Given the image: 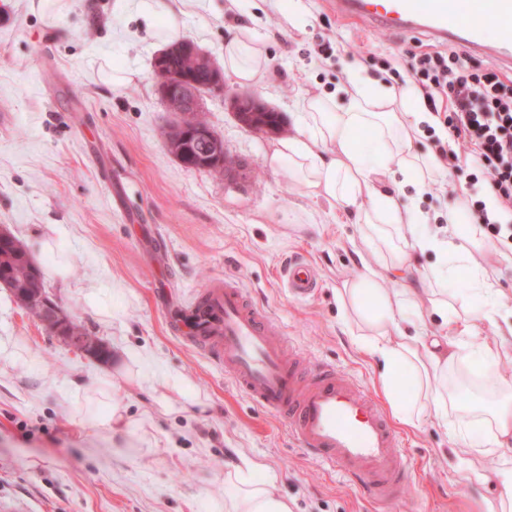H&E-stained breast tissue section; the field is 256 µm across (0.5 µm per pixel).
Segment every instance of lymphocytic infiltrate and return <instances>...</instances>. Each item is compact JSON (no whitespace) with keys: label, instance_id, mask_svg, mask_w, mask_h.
<instances>
[{"label":"lymphocytic infiltrate","instance_id":"lymphocytic-infiltrate-1","mask_svg":"<svg viewBox=\"0 0 512 512\" xmlns=\"http://www.w3.org/2000/svg\"><path fill=\"white\" fill-rule=\"evenodd\" d=\"M425 105L444 117L448 141L438 152L453 170L468 168V177L482 184L496 203L472 198L470 214L500 249L512 246V77L498 69L472 65L459 49H432L410 55L401 64Z\"/></svg>","mask_w":512,"mask_h":512}]
</instances>
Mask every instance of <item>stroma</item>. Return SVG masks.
I'll list each match as a JSON object with an SVG mask.
<instances>
[{"label": "stroma", "instance_id": "1", "mask_svg": "<svg viewBox=\"0 0 512 512\" xmlns=\"http://www.w3.org/2000/svg\"><path fill=\"white\" fill-rule=\"evenodd\" d=\"M9 4L0 18V227L107 355L68 345L0 285V502L22 500L26 512H224L232 493L224 476L249 459L294 512H485L512 451L486 457L475 474L436 423L399 426L407 483L400 500L372 502L176 338L157 301L167 291L189 304L212 280L231 277L309 362L346 370L387 405L381 362L356 342L337 300L363 271L351 246L354 216L313 195L287 166L271 167L278 135L239 125L220 95L205 96L203 113L244 173L184 167L163 134L177 116L157 94L152 61L171 27L219 64L228 31L254 29L267 60L257 94L291 134L302 97L334 92L354 65L400 87L390 72L396 58L437 40L342 20L328 0H170L156 17L125 0H68L61 13L33 10L31 0ZM116 68L135 81L112 86ZM381 187L439 231L447 191L419 194L389 178ZM145 228L166 240L164 262L143 250ZM42 237L51 251L37 247ZM295 256L313 260L321 276L306 301L280 280ZM475 257L511 309L512 263L496 247ZM114 410L125 432L112 431Z\"/></svg>", "mask_w": 512, "mask_h": 512}]
</instances>
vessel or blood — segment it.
I'll list each match as a JSON object with an SVG mask.
<instances>
[{"label": "vessel or blood", "instance_id": "vessel-or-blood-1", "mask_svg": "<svg viewBox=\"0 0 512 512\" xmlns=\"http://www.w3.org/2000/svg\"><path fill=\"white\" fill-rule=\"evenodd\" d=\"M338 16L403 32L423 31L512 70V0H332ZM496 26L501 35L487 42ZM289 294L304 300L320 286L309 260L283 270ZM175 324L254 405L283 416L300 448L355 483L369 498L397 500L407 479L397 432L382 407L340 368L301 370L287 357L273 315L233 279L213 282Z\"/></svg>", "mask_w": 512, "mask_h": 512}]
</instances>
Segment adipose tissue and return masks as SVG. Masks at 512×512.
Here are the masks:
<instances>
[{
	"label": "adipose tissue",
	"instance_id": "adipose-tissue-1",
	"mask_svg": "<svg viewBox=\"0 0 512 512\" xmlns=\"http://www.w3.org/2000/svg\"><path fill=\"white\" fill-rule=\"evenodd\" d=\"M265 62L260 37L253 29L238 27L225 38L224 69L240 85L259 86ZM421 120L419 113L407 111L405 94L385 85L372 86L353 71L336 95L302 98L297 131L276 143L270 162L288 164L312 193L338 212L354 214L363 226L362 242L354 250L364 273L345 283L338 298L352 315L359 340L382 360L379 380L384 389L392 388L399 373L412 378L413 398L391 403L395 418L407 426L434 419L440 426H451L456 443L474 459L501 456L512 447V378L499 371L512 323H506L492 285L472 255L479 242L475 225L464 221L467 189L449 184L448 170L438 155L415 148ZM363 129L374 132L366 145L354 137ZM394 167L422 192L435 184H449L443 232L419 233L425 217L382 190L383 177ZM427 250L435 252L437 260L418 272L420 288L384 287L387 275L404 278L414 271L416 253ZM461 270L472 296L482 299V307L466 305L449 292V280ZM423 298L443 320V339L417 331ZM485 326L492 329L493 340L475 348L461 342V335ZM473 366L492 384L499 399L490 408L467 409L449 418L448 406L458 387L456 376ZM262 470L261 464L250 461L225 476L233 489L226 512H292L291 502L262 478Z\"/></svg>",
	"mask_w": 512,
	"mask_h": 512
}]
</instances>
